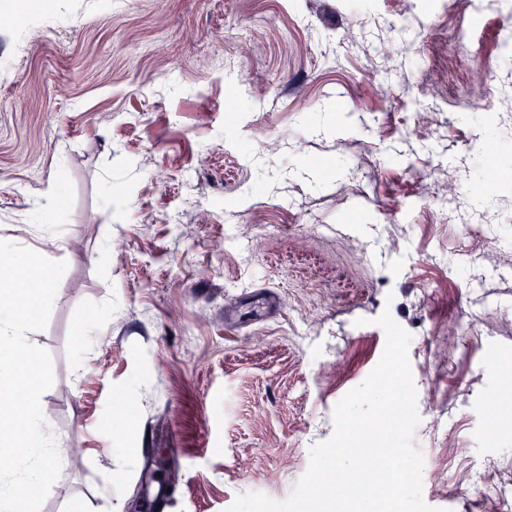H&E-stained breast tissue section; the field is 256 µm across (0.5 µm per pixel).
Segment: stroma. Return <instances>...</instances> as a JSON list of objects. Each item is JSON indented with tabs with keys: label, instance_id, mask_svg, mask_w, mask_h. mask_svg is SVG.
I'll use <instances>...</instances> for the list:
<instances>
[{
	"label": "stroma",
	"instance_id": "35a3bbf8",
	"mask_svg": "<svg viewBox=\"0 0 512 512\" xmlns=\"http://www.w3.org/2000/svg\"><path fill=\"white\" fill-rule=\"evenodd\" d=\"M0 240L67 269L40 512L282 501L412 336L423 498L512 512V0H0ZM236 110H228L229 100Z\"/></svg>",
	"mask_w": 512,
	"mask_h": 512
}]
</instances>
